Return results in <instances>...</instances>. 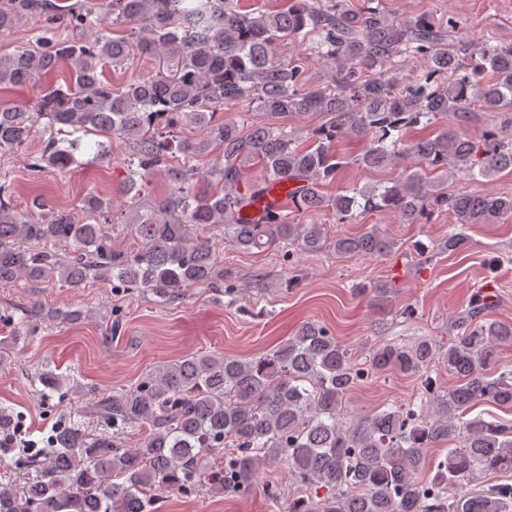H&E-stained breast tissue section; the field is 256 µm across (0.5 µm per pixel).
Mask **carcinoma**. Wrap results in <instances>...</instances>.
I'll return each mask as SVG.
<instances>
[{
  "instance_id": "1",
  "label": "carcinoma",
  "mask_w": 512,
  "mask_h": 512,
  "mask_svg": "<svg viewBox=\"0 0 512 512\" xmlns=\"http://www.w3.org/2000/svg\"><path fill=\"white\" fill-rule=\"evenodd\" d=\"M92 30L86 41L48 38L58 20ZM42 23L41 50L0 52V88L35 84L57 62L73 81L34 101L0 108V150L26 146L44 122V148L34 168L60 171L75 163L89 134L100 137L86 164L111 157L112 139L130 147L124 195L140 196L156 171L168 190L152 205L130 208L124 220L131 249L108 243L112 206L99 194L83 196L79 211L34 199L25 209L11 202L0 179V285L36 288L57 283L83 288L112 282L150 291L164 301L190 288L219 289L231 281L207 233L219 231L242 251L296 245L318 254L373 256L394 242L367 231L331 238L322 224H297L295 215L331 210L350 224L371 212H390L402 224H420L434 212L454 221L436 244L456 253L471 224L512 218V194H450L439 176L461 171L491 178L512 171V45L465 33L447 35L425 16L389 18L376 7L360 11L340 2L295 0L285 9L243 11L238 0H76L67 14L51 0H0V30ZM307 40L334 63L331 80L300 87V71L272 52L280 40ZM135 55L165 56L166 74H145L116 87L103 74L111 63ZM423 57L428 70L413 78L394 68L399 58ZM247 101L267 117L249 124L218 116L215 107ZM497 114L480 137L453 129L411 141V128L447 117L466 123L471 107ZM320 114L326 121L303 147L280 119ZM186 126L205 131L183 136ZM363 143L354 162L391 170L387 182L343 190L336 182L347 164L336 143ZM211 157L198 188L193 161ZM263 166V178L243 183V167ZM291 187L276 206L277 185ZM68 248L64 256L58 248ZM485 297L476 295L455 319L457 335L444 353L426 336L390 340L357 352L327 329L303 324L271 353L238 359L196 351L145 373L117 394L92 396L80 382L46 365L31 375L42 396L68 387L105 429L89 433L65 421L49 447L15 458L19 424L0 406V463L10 458L27 470L18 484L0 483V512H153L152 490L190 492L204 484L239 492L263 466L279 463L310 488L333 494L295 500L288 512H512V484L474 494L466 487L490 474H512V425L469 418L480 403L512 407V370H499L498 348L512 346V325L483 318ZM81 309L32 308L12 320V345L46 324L77 323ZM442 366L457 383L437 391L429 374ZM393 370L425 375L420 403L391 406L349 426L339 422L347 395L365 375ZM131 430L142 432L134 445ZM452 448L434 467L427 451Z\"/></svg>"
}]
</instances>
